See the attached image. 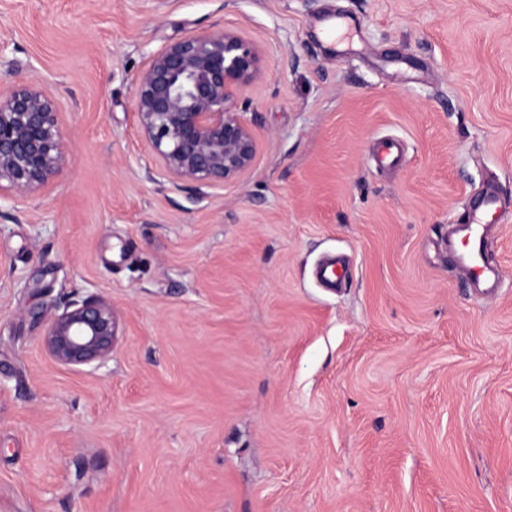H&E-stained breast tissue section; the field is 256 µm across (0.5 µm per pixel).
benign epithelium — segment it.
I'll use <instances>...</instances> for the list:
<instances>
[{"label":"benign epithelium","instance_id":"1","mask_svg":"<svg viewBox=\"0 0 512 512\" xmlns=\"http://www.w3.org/2000/svg\"><path fill=\"white\" fill-rule=\"evenodd\" d=\"M258 65L253 45L226 31L194 34L152 55L136 79V114L167 173L200 189L251 167L255 140L234 103ZM65 163L57 104L36 79L23 76L0 92V198L36 192ZM118 336L109 300L69 299L53 305L42 345L61 365L95 371L112 358Z\"/></svg>","mask_w":512,"mask_h":512}]
</instances>
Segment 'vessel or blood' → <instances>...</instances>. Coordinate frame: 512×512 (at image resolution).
I'll return each instance as SVG.
<instances>
[{
    "instance_id": "vessel-or-blood-1",
    "label": "vessel or blood",
    "mask_w": 512,
    "mask_h": 512,
    "mask_svg": "<svg viewBox=\"0 0 512 512\" xmlns=\"http://www.w3.org/2000/svg\"><path fill=\"white\" fill-rule=\"evenodd\" d=\"M499 207L494 191L483 193L470 205L466 221L454 225L448 236L457 266L468 274L471 288L479 295L493 294L500 285L498 267L485 259L491 236L488 216Z\"/></svg>"
}]
</instances>
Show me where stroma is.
<instances>
[{
  "label": "stroma",
  "instance_id": "obj_1",
  "mask_svg": "<svg viewBox=\"0 0 512 512\" xmlns=\"http://www.w3.org/2000/svg\"><path fill=\"white\" fill-rule=\"evenodd\" d=\"M224 30L259 53L256 155L198 189L136 78ZM17 66L67 166L0 202V512H512V0H0ZM491 184L480 297L444 242ZM91 296L121 336L63 367L37 309Z\"/></svg>",
  "mask_w": 512,
  "mask_h": 512
}]
</instances>
